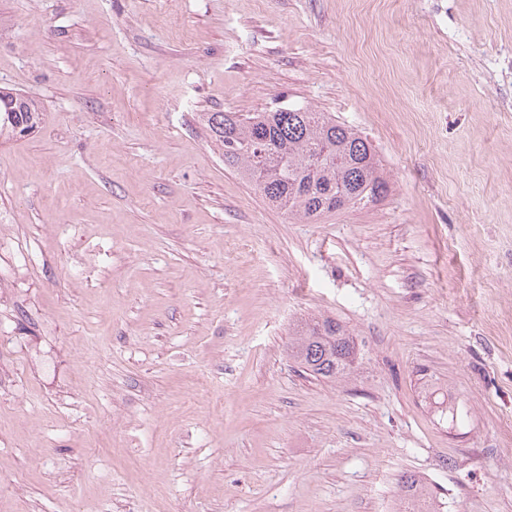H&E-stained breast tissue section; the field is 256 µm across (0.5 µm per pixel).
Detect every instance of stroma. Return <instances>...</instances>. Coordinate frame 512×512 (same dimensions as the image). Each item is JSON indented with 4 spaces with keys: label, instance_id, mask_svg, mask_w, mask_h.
Wrapping results in <instances>:
<instances>
[{
    "label": "stroma",
    "instance_id": "1",
    "mask_svg": "<svg viewBox=\"0 0 512 512\" xmlns=\"http://www.w3.org/2000/svg\"><path fill=\"white\" fill-rule=\"evenodd\" d=\"M0 512H512V0H0ZM310 105L387 195L301 224L210 112ZM353 330L341 383L288 357ZM441 392L461 411L449 422ZM39 105L14 89L0 88V137L37 128L42 120ZM289 356L308 373L324 380L347 377L358 359L352 334L335 318L310 317L296 322ZM401 483L403 499L411 505L409 512H440L436 511V509L420 508L421 506L419 505H421L422 502L425 505L428 501V503H430L431 497L426 486L415 475L402 476Z\"/></svg>",
    "mask_w": 512,
    "mask_h": 512
}]
</instances>
